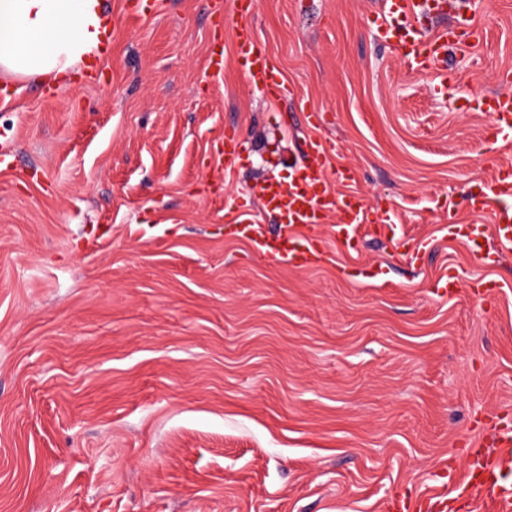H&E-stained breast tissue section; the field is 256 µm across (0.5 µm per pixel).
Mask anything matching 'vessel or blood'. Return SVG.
Listing matches in <instances>:
<instances>
[{
  "mask_svg": "<svg viewBox=\"0 0 512 512\" xmlns=\"http://www.w3.org/2000/svg\"><path fill=\"white\" fill-rule=\"evenodd\" d=\"M254 0H226L225 10L240 20L234 33L233 49L247 80L263 91L270 101L288 96L280 71L263 50L247 19ZM478 0H381L375 25L381 39L395 48L416 70L435 74L438 87H446L448 75L440 64L448 47L467 51L474 43L479 26L475 16ZM483 104L492 117L491 137L500 151H512V96L492 94ZM306 118L313 134L302 144L305 161L293 166L289 182L270 178L258 187L257 206L240 205L232 223L246 228L253 251L261 258L291 268H304L325 259L330 247L352 251L357 232L363 231L370 217L362 196L353 191L352 169L332 167L335 145L317 136L323 124L319 111L310 110ZM245 140L239 130H224V168L234 171L244 151ZM512 167L495 162L494 173L480 197L472 199L474 211L493 210L494 224H459L457 236L463 238L473 260L492 268L506 250L512 249ZM377 223H393V211L374 217ZM449 297L461 291L483 300L492 299L501 285L495 280H480L465 286L456 271L445 277ZM494 428L497 439L493 450L465 472L461 479L463 495L470 512H512V419L499 418Z\"/></svg>",
  "mask_w": 512,
  "mask_h": 512,
  "instance_id": "b4317fda",
  "label": "vessel or blood"
}]
</instances>
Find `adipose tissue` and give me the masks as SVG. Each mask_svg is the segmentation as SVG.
Segmentation results:
<instances>
[{
	"label": "adipose tissue",
	"mask_w": 512,
	"mask_h": 512,
	"mask_svg": "<svg viewBox=\"0 0 512 512\" xmlns=\"http://www.w3.org/2000/svg\"><path fill=\"white\" fill-rule=\"evenodd\" d=\"M104 0H0V73L66 80L100 56Z\"/></svg>",
	"instance_id": "ef3b65f1"
}]
</instances>
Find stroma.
I'll return each instance as SVG.
<instances>
[{"label":"stroma","mask_w":512,"mask_h":512,"mask_svg":"<svg viewBox=\"0 0 512 512\" xmlns=\"http://www.w3.org/2000/svg\"><path fill=\"white\" fill-rule=\"evenodd\" d=\"M377 0H256L250 22L290 90L252 87L212 0L117 21L99 81L18 83L0 104V512H383L455 490L470 439L512 415V253L472 263L454 224L490 178L488 113L511 91L512 0L449 51L445 95L376 35ZM320 109L371 209L428 247L416 273L363 239L305 270L227 223L287 178ZM249 144L219 163L224 128ZM494 279L483 301L440 276Z\"/></svg>","instance_id":"1"}]
</instances>
